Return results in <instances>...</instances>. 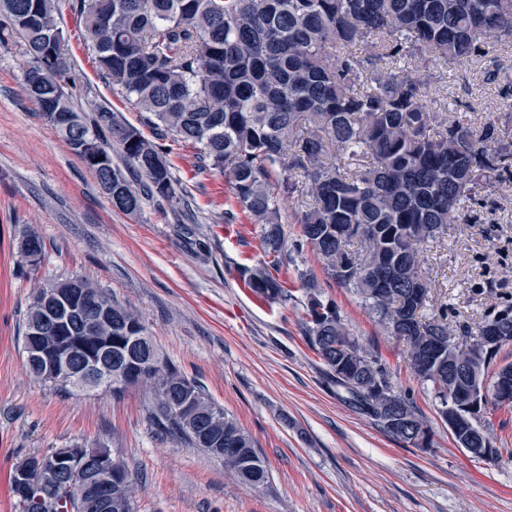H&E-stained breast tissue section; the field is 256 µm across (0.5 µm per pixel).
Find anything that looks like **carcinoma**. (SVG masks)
<instances>
[{
  "label": "carcinoma",
  "mask_w": 512,
  "mask_h": 512,
  "mask_svg": "<svg viewBox=\"0 0 512 512\" xmlns=\"http://www.w3.org/2000/svg\"><path fill=\"white\" fill-rule=\"evenodd\" d=\"M99 2L72 0L83 41L102 77L156 131L154 140L106 105H93L88 119L75 109L83 76L70 62L56 0H0V50L20 47L28 99L112 196V207L137 216L149 204L182 201L163 141L193 146L204 167L227 177L237 204L260 227L269 261L243 267L241 277L271 304L288 297L269 270L284 257L279 201L307 186L309 202L294 211V221L327 277L360 295L383 330L405 341L435 412L457 427L455 443L481 449L479 459L497 458L485 414L490 404L512 405V397L495 392L498 380L512 378V363L497 365L512 345V314L466 326L470 343L448 345L446 313L428 322L421 314L429 289L420 252L448 225L470 218L469 205L485 185L512 178V128L491 118L479 126L435 121L415 72L512 44V0H105L104 10ZM359 45L368 56L354 52ZM17 250L30 269L44 264L39 234L26 233ZM69 282L42 279L22 335L43 321L44 301ZM83 283L112 325L76 327L75 356L98 353L105 336L116 347L146 334L134 310ZM307 310L308 343L350 404L404 443L412 442L402 426L409 423L422 432L423 447H432L423 415L350 333L336 305L313 290ZM490 327L498 339L484 344L479 337ZM27 368L73 393L38 365ZM122 371L148 393L152 424L210 456L206 434L218 435L222 447L236 449L225 469L253 489L267 483L250 436L166 359L144 373L134 361ZM112 477L121 486L107 512H136V478L117 454ZM45 512L102 510L93 486L78 476L51 492Z\"/></svg>",
  "instance_id": "carcinoma-1"
}]
</instances>
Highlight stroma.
<instances>
[{"label":"stroma","instance_id":"stroma-1","mask_svg":"<svg viewBox=\"0 0 512 512\" xmlns=\"http://www.w3.org/2000/svg\"><path fill=\"white\" fill-rule=\"evenodd\" d=\"M59 9L71 63L91 88L76 105L109 103L153 137L98 73L68 0ZM24 63L19 49L0 50V512H11L9 475L25 457L92 442L127 462L137 512H512V407L487 413L499 459L459 448L415 377L404 341L383 332L359 296L326 278L293 222L291 200L281 204L285 259L274 269L289 298L270 305L240 275L265 254L258 225L223 175L201 170L197 150L175 144L168 159L189 209L151 206L138 217L113 210L94 174L26 97ZM492 63L501 74L495 82L487 78ZM506 76L512 47L503 45L491 60L431 67L427 93L436 118L480 124L504 116ZM32 229L46 259L31 274L20 266L17 242ZM421 259L430 280L423 315L447 311L454 338L462 326L512 313V183L489 188L475 220L449 225L424 245ZM45 274L85 277L138 310L162 356L252 437L268 484L249 489L222 461L158 434L140 389L119 398L66 395L31 378L19 328ZM311 282L422 413L433 447L399 443L337 393L305 336Z\"/></svg>","mask_w":512,"mask_h":512}]
</instances>
